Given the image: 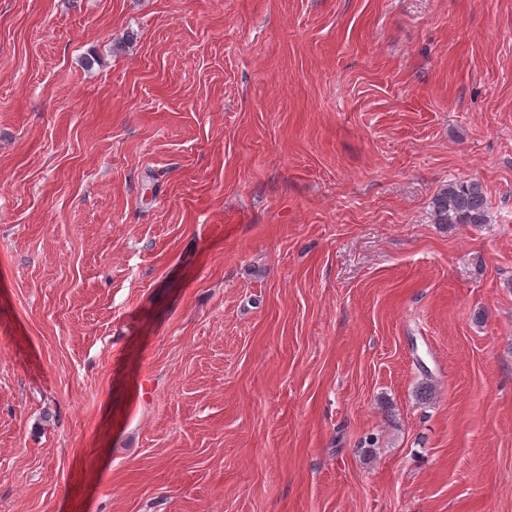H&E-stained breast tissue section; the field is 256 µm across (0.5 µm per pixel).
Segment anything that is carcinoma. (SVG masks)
<instances>
[{
	"mask_svg": "<svg viewBox=\"0 0 512 512\" xmlns=\"http://www.w3.org/2000/svg\"><path fill=\"white\" fill-rule=\"evenodd\" d=\"M433 218L436 224H486L487 199L476 179L449 182L433 199Z\"/></svg>",
	"mask_w": 512,
	"mask_h": 512,
	"instance_id": "1",
	"label": "carcinoma"
}]
</instances>
